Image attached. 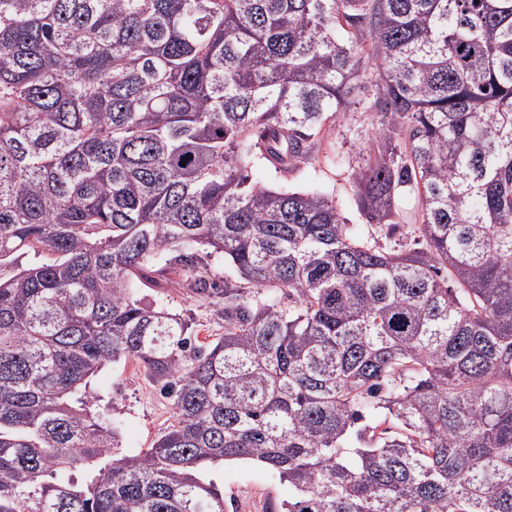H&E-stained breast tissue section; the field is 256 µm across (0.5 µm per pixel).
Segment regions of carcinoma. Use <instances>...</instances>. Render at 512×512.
Here are the masks:
<instances>
[{"label":"carcinoma","instance_id":"obj_1","mask_svg":"<svg viewBox=\"0 0 512 512\" xmlns=\"http://www.w3.org/2000/svg\"><path fill=\"white\" fill-rule=\"evenodd\" d=\"M353 107L392 247L248 172ZM197 245L209 344L128 288ZM121 359L174 423L117 456L73 396ZM238 459L278 512H512V0H0V512H224ZM205 476L223 489L224 512H276L272 509L292 494L288 482L249 460L225 461L210 468Z\"/></svg>","mask_w":512,"mask_h":512}]
</instances>
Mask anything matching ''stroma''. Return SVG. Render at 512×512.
<instances>
[{"instance_id":"35a3bbf8","label":"stroma","mask_w":512,"mask_h":512,"mask_svg":"<svg viewBox=\"0 0 512 512\" xmlns=\"http://www.w3.org/2000/svg\"><path fill=\"white\" fill-rule=\"evenodd\" d=\"M379 122L376 113L350 111L347 120L326 131L308 164L288 174L256 166L250 174L268 186L326 193L335 199L348 223L366 227V219L354 202L349 174L367 151L366 144L357 141V131ZM156 265L160 274L154 275L150 284L134 285L132 296L141 304L163 305L183 315L198 342L207 343L222 336L221 300L197 294L192 287L198 275L217 288L236 280L235 270L223 255L197 246L185 255L167 252ZM88 392L92 411L116 423L119 454L147 450L174 421L169 399L135 362L107 364L91 379ZM207 476L224 491V512H274L292 494L288 483L280 481L277 474L249 460L224 462L210 468Z\"/></svg>"}]
</instances>
